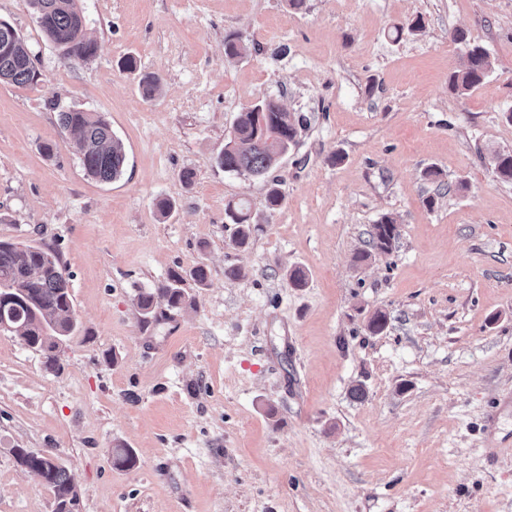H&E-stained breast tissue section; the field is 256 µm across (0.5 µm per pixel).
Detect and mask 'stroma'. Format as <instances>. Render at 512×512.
I'll return each mask as SVG.
<instances>
[{"label": "stroma", "instance_id": "stroma-1", "mask_svg": "<svg viewBox=\"0 0 512 512\" xmlns=\"http://www.w3.org/2000/svg\"><path fill=\"white\" fill-rule=\"evenodd\" d=\"M77 6L87 61L62 55L27 0H0L37 70L0 82V240L60 255L77 320L56 373L0 334V512H53L18 448L69 470L79 512H512V181L491 168L512 152V0ZM457 31L494 61L462 96ZM230 38L248 54L227 59ZM265 98L308 120L273 170L274 211L265 181L215 162ZM62 106L110 122L118 179L85 175ZM239 200L255 220L243 249L224 211ZM385 214L395 249L357 261ZM173 270L192 305L159 297L143 320L136 294Z\"/></svg>", "mask_w": 512, "mask_h": 512}]
</instances>
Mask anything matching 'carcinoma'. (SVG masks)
<instances>
[{"label":"carcinoma","mask_w":512,"mask_h":512,"mask_svg":"<svg viewBox=\"0 0 512 512\" xmlns=\"http://www.w3.org/2000/svg\"><path fill=\"white\" fill-rule=\"evenodd\" d=\"M37 14L44 35L70 58L84 60L97 50L86 35L85 17L76 0H28ZM466 63L448 77L449 90L463 95L480 85L493 70L490 54L479 43L468 44ZM36 74L35 56L28 43L7 22H0V82L26 84ZM59 123L75 149L87 176L110 182L122 174L125 152L121 141L112 133L105 117L99 113L68 108L59 112ZM303 118L282 108L273 99H263L240 112L233 130L217 157V164L226 172H234L268 180L267 208L280 207L285 199L283 181L270 177L271 170L296 143ZM494 174L501 180H512V156L499 153L492 161ZM225 214L236 225L233 242L237 247L247 244L251 235V217L244 201L230 202ZM400 237L399 224L384 215L369 231V250L359 254L363 261L371 253L389 254ZM70 273L56 252L0 241V289L10 295L0 300V323L12 327L10 334L43 353L45 365L59 366L57 341L76 328ZM184 276L169 273L158 289L173 309L192 304L182 288ZM18 463L42 476L52 489L54 512H73L79 502V491L67 469L53 456L15 449Z\"/></svg>","instance_id":"1"}]
</instances>
